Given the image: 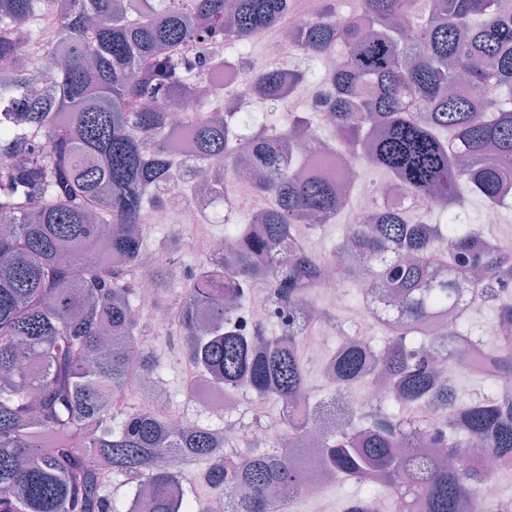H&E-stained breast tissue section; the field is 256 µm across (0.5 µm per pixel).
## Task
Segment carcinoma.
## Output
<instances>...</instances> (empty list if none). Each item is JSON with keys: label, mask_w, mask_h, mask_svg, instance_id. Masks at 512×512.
Masks as SVG:
<instances>
[{"label": "carcinoma", "mask_w": 512, "mask_h": 512, "mask_svg": "<svg viewBox=\"0 0 512 512\" xmlns=\"http://www.w3.org/2000/svg\"><path fill=\"white\" fill-rule=\"evenodd\" d=\"M289 0H0V512H131L137 484L153 495L150 512H209L192 497L182 473L147 467L158 445L202 461L198 479L217 492L245 486L231 512H277L271 490L290 486L294 458L279 447L300 440L304 420L297 400L316 398L294 335L274 336L258 321L250 334L233 325L227 297L245 298V285L261 260L270 269L272 301L280 308L312 303L319 258L299 245L301 228L314 215H336L344 201L328 180L300 181L281 169L289 136L307 134L308 118L275 122L283 75L252 69L246 94L266 110L227 112L224 98L201 78L224 71L220 47L252 40L281 25ZM402 17L414 32L411 64L397 36L367 35L365 21L389 30ZM300 51L321 57L338 45L349 53L330 70L334 130L355 157L383 171L421 201L448 212V223H413L386 209L373 224H353L357 251L372 261L373 286L397 299L399 332L374 345L356 344L329 310L316 319L343 341L331 356L335 392L378 378L386 391L353 423L326 437L322 466L334 480L361 484L344 512H373L374 488L386 489L396 512H461L480 498L489 474L474 457L491 451L512 468V407L500 398L512 384V251L465 228L454 207L461 187L489 206L507 192L512 165V107L476 112L469 96L448 92L459 75L471 92L489 82L512 89V0H360L351 17L337 15L335 0H322L319 16L298 30ZM52 70L55 79L42 81ZM192 97L187 117L200 157L224 183L245 155L254 171H276L256 183L275 199L254 218L261 226L224 222V236H241L224 262L205 266L186 280L175 305L178 325L169 329L180 358L226 387L249 397L275 399L282 425L267 436L268 448L251 433L265 427L254 412L235 442L217 450L214 429L193 421L165 432L163 420L128 406L134 365L129 348H141L140 369L159 374L161 361L144 344L146 326L132 320L146 234L134 229L148 210L164 202L177 160L167 148L169 112L158 98ZM363 108L351 110L354 101ZM429 111L425 120L419 108ZM496 157L485 155L488 145ZM114 230L93 251L98 225ZM444 249L456 276L424 287L419 258ZM121 255L114 267L107 254ZM472 299L496 310L499 375L488 377L489 394L470 403L457 399L445 365L469 370L443 349L426 326L457 302L459 285ZM466 310L448 329L450 339L477 346L462 332ZM36 360L37 370L25 366ZM425 402L441 413L432 439L454 452L468 447L460 465L447 468L422 455L401 454L410 412ZM127 497L105 493L115 479Z\"/></svg>", "instance_id": "obj_1"}]
</instances>
